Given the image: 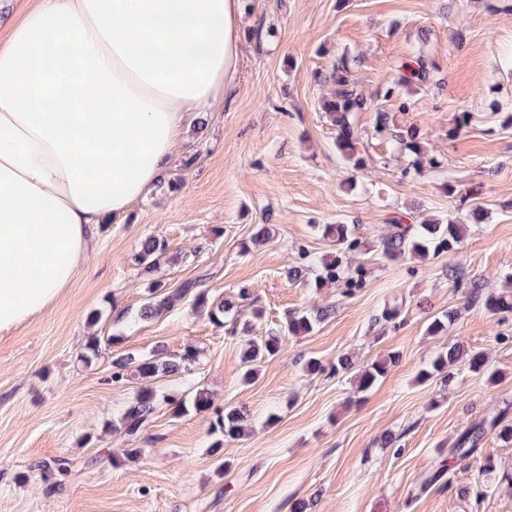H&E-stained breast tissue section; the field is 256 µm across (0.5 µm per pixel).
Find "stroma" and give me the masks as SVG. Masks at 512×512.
<instances>
[{
    "mask_svg": "<svg viewBox=\"0 0 512 512\" xmlns=\"http://www.w3.org/2000/svg\"><path fill=\"white\" fill-rule=\"evenodd\" d=\"M247 4L234 99L206 113L204 128L187 129L165 186L102 226L48 311L0 333V512H293L298 502L308 512H512L503 488L480 500L457 494L485 457L512 472V444L492 434L468 464L449 468L448 485L420 487L475 421L512 423V312L466 301L470 280L499 293L512 271V128L500 124L512 113V0ZM420 54L438 67L433 83L402 82V64ZM343 58L366 94L397 83L384 110L417 129L425 154L447 158V176L426 168L402 177L407 158L373 135L371 112L358 117L370 134L366 164L345 160L320 109L331 89L324 77ZM475 199L485 217L469 224L460 253L424 263L356 255L367 275L354 296L284 275L299 248L333 252L318 225L357 223L372 244L401 214L466 221ZM260 224L273 237L257 247L251 237ZM149 237L169 251L148 277L135 257ZM200 275L214 294L250 289L243 317L258 339L278 333L287 311L306 303L335 312L311 333L288 337L247 382L244 335L185 304L137 317L149 280L176 287ZM397 294L406 306L396 330L379 317ZM451 308L458 317L447 331L427 336L428 318ZM93 334L108 342L86 366L79 356ZM457 341L485 354L500 373L496 383L464 366L449 383L419 380ZM187 343L200 351L191 380L165 377L153 387L185 399L203 388L215 407L244 411L242 439L217 454L211 413L176 417L163 407L135 440L119 430L141 382L113 384V358L160 345L174 355ZM390 352L398 363L364 393L350 374L303 369L308 357L329 366L346 353L362 366ZM387 433L401 452L381 447ZM131 444L142 455L127 462L122 450ZM57 458L73 463L58 484L40 468Z\"/></svg>",
    "mask_w": 512,
    "mask_h": 512,
    "instance_id": "1",
    "label": "stroma"
}]
</instances>
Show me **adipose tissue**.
Listing matches in <instances>:
<instances>
[{
  "mask_svg": "<svg viewBox=\"0 0 512 512\" xmlns=\"http://www.w3.org/2000/svg\"><path fill=\"white\" fill-rule=\"evenodd\" d=\"M243 0H0V333L43 314L97 228L229 99Z\"/></svg>",
  "mask_w": 512,
  "mask_h": 512,
  "instance_id": "adipose-tissue-1",
  "label": "adipose tissue"
}]
</instances>
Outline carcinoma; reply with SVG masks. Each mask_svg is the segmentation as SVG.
Listing matches in <instances>:
<instances>
[{
  "label": "carcinoma",
  "mask_w": 512,
  "mask_h": 512,
  "mask_svg": "<svg viewBox=\"0 0 512 512\" xmlns=\"http://www.w3.org/2000/svg\"><path fill=\"white\" fill-rule=\"evenodd\" d=\"M410 76L407 81L425 85L432 82L437 65L434 60L417 56L409 64ZM330 80L334 86L332 92L320 102V108L326 119L336 129V146L353 165L359 167L366 163L364 137L355 123V116L360 112L376 110L374 132L377 135H386L396 141L399 149L414 155L402 171L405 177L420 172V165L426 164L429 168L440 174L447 172L448 163L444 159L430 156L420 160L419 133L413 127L394 129L393 117L390 113L375 108L374 96H368L355 87L351 80L349 62L340 60L333 68ZM467 225L457 222L443 224L437 220L425 219L417 224H406L404 220L396 217L389 224V231L379 238L373 245L377 255L386 260H393L405 255L425 261L431 257L456 252L462 248L465 240ZM356 224H324L321 226V235L336 242V254L320 259L308 249L301 247L298 251V261L288 268L286 275L292 282L306 278V275L315 267L318 271V280L330 282L343 288L342 295L349 297L363 287L364 267L358 265L351 267L346 262L348 256L358 253L363 247V238L358 234ZM169 244L166 241L150 237L141 246L137 256V263L150 270L166 258ZM192 297V308L195 311L206 312L209 319L218 325L227 322L237 323L239 313L242 311L241 303L247 300L249 292L245 289L238 291L230 298L222 296L213 297L200 288V281H186L175 289H169L161 282L150 285V298L138 313L141 320H151L168 312ZM484 298V304L494 312L512 311V291L508 293L490 294L482 296V288L478 283L470 285L468 302ZM403 302L395 296L392 301L385 304L381 319L391 322L398 327V321ZM333 311L331 305H312L302 310L287 314L283 332L268 336L261 340L249 339L241 349V362L245 369L244 378L250 379L256 367L267 359L275 357L285 336H298L313 330L314 326L322 322ZM458 312L451 309L440 315L432 317L426 327L430 336H438L454 322ZM398 361L397 355L389 353L370 363L358 367L346 354L339 356L331 371L352 372L359 392H365L383 379L390 365ZM199 362V351L192 345L185 346L176 355H170L163 349H156L149 355H140L128 352L112 359V381L120 383L133 377L151 381L157 377H178L185 381L190 380ZM467 365L468 370L475 373L487 374L488 380L493 382L498 373L488 371L487 360L482 352L463 349L459 343L448 345V349L440 352L420 372L423 380L437 376L445 379L451 378V368L459 363ZM166 404L171 407L172 413L180 416L193 409L197 413L217 414L213 423V431L221 434L223 439L213 443V452L218 453L223 443L240 438L244 432L242 426L243 416L232 407L219 410L214 407L208 392L203 389L196 390L191 406L174 395L158 396L152 386H143L137 392L132 404L125 410L120 419L123 433L135 438L155 415L159 406ZM497 432V437L506 443H512V424H502V419L495 417L490 421L482 420L469 427L462 433L451 448L448 449V458L463 460L476 452L482 445L488 431ZM496 477V468L491 459L479 467V479L474 484L459 488L462 497L471 495L476 498L488 493V480Z\"/></svg>",
  "instance_id": "obj_1"
}]
</instances>
